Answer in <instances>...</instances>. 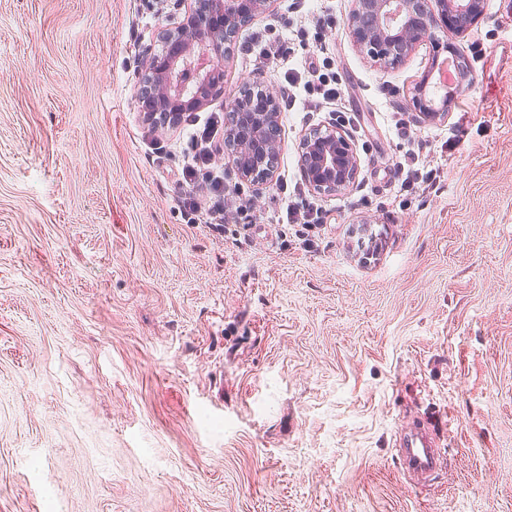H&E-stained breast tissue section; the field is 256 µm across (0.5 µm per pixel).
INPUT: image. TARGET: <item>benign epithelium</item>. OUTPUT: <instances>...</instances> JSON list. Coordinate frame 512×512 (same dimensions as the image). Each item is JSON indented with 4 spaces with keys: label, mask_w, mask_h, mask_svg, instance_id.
<instances>
[{
    "label": "benign epithelium",
    "mask_w": 512,
    "mask_h": 512,
    "mask_svg": "<svg viewBox=\"0 0 512 512\" xmlns=\"http://www.w3.org/2000/svg\"><path fill=\"white\" fill-rule=\"evenodd\" d=\"M276 0H194L182 19L164 29V48L143 53V85L137 95L141 111L155 124L186 109H201L224 96V43L240 25L271 11ZM486 0H353L348 22L353 43L379 66L400 65L423 42H434V30L448 34L446 48L457 62L455 40L481 21ZM432 59L414 87L413 111L427 122L448 117L450 98L426 93ZM235 124L226 137L235 146L240 178L269 185L276 176L280 113L276 94L268 89L261 99L237 97L230 103ZM358 163L347 135L336 125L315 128L301 141V173L318 194L345 190L356 180Z\"/></svg>",
    "instance_id": "1"
}]
</instances>
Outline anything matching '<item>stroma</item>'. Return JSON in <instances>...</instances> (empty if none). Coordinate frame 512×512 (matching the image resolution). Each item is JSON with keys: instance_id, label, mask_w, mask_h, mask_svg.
<instances>
[{"instance_id": "obj_1", "label": "stroma", "mask_w": 512, "mask_h": 512, "mask_svg": "<svg viewBox=\"0 0 512 512\" xmlns=\"http://www.w3.org/2000/svg\"><path fill=\"white\" fill-rule=\"evenodd\" d=\"M353 0H276L225 46L224 89L298 59L239 47L274 20L335 25L358 177L280 224L271 186L232 238L187 223L179 141L136 95L144 47L190 0H0V512H512V0L457 47L447 119L410 110L431 43L395 68L354 46ZM413 125L436 192L402 201ZM328 110L281 115L277 176ZM445 452L419 486L395 434Z\"/></svg>"}]
</instances>
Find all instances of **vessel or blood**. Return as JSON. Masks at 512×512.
Listing matches in <instances>:
<instances>
[{
	"label": "vessel or blood",
	"mask_w": 512,
	"mask_h": 512,
	"mask_svg": "<svg viewBox=\"0 0 512 512\" xmlns=\"http://www.w3.org/2000/svg\"><path fill=\"white\" fill-rule=\"evenodd\" d=\"M397 445L405 470L418 481L429 482L439 473L443 454L428 419H414L408 428L402 430Z\"/></svg>",
	"instance_id": "vessel-or-blood-1"
}]
</instances>
